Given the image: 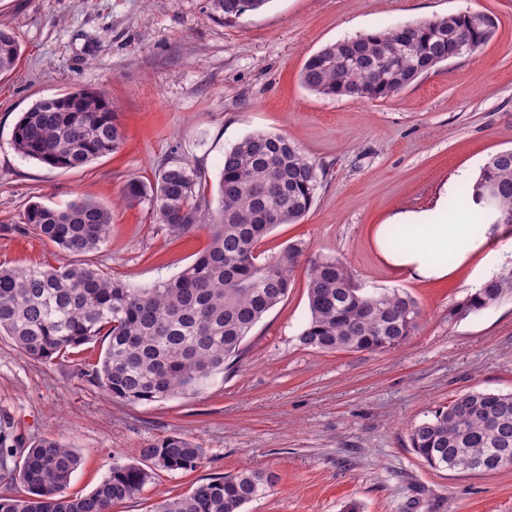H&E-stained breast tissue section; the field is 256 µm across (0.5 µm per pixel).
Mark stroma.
<instances>
[{
	"label": "stroma",
	"mask_w": 512,
	"mask_h": 512,
	"mask_svg": "<svg viewBox=\"0 0 512 512\" xmlns=\"http://www.w3.org/2000/svg\"><path fill=\"white\" fill-rule=\"evenodd\" d=\"M465 12L494 18L489 42L391 97H324L301 82L304 63L326 44ZM0 29L22 51L16 71L0 78V266L66 262L23 230L22 214L35 201L89 198L111 209L112 224L82 263L148 286L177 275L209 238L172 235L149 201L128 205V180L152 182L164 163L180 161L202 171L217 200L225 151L262 131L294 140L324 170L306 216L260 246L268 256L303 245L287 299L200 393L119 403L75 360L38 361L0 337V414L23 441L51 436L80 453L69 494L90 493L112 463L141 462L144 445L183 434L203 448V464L158 473L114 512H154L196 483L244 469L277 481L243 512H344L352 501L361 512H512V466L435 470L408 438L463 391L512 392V298L455 313L484 270L512 266V227L434 280L392 267L377 242L398 214L447 223L489 156L512 148V0H269L233 21L208 0H0ZM77 87L117 103L119 152L62 169L14 151L21 113ZM324 256L343 260L364 288L414 297L415 335L384 352L299 347L309 262Z\"/></svg>",
	"instance_id": "1"
}]
</instances>
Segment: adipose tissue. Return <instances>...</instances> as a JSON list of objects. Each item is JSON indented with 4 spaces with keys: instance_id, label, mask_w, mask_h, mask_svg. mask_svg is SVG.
<instances>
[{
    "instance_id": "1",
    "label": "adipose tissue",
    "mask_w": 512,
    "mask_h": 512,
    "mask_svg": "<svg viewBox=\"0 0 512 512\" xmlns=\"http://www.w3.org/2000/svg\"><path fill=\"white\" fill-rule=\"evenodd\" d=\"M470 211L462 209L445 224H427L422 217L406 216L402 223L409 227L408 238L398 246L383 249L384 259L398 270L424 278H444L449 274L442 255L455 254L465 261L475 248L468 224Z\"/></svg>"
}]
</instances>
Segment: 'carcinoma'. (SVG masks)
<instances>
[{
    "label": "carcinoma",
    "instance_id": "1",
    "mask_svg": "<svg viewBox=\"0 0 512 512\" xmlns=\"http://www.w3.org/2000/svg\"><path fill=\"white\" fill-rule=\"evenodd\" d=\"M270 0H210L215 13L235 20ZM494 23L474 24L473 14L448 15L389 31L372 32L322 47L306 61L302 83L325 96L386 98L448 60L464 42L476 50ZM21 46L0 29V77L15 69ZM124 142L118 113L101 92L85 88L35 102L17 120L11 145L21 156L52 168H81L117 153ZM322 168L288 137L250 134L224 153L218 206L211 207L202 172L188 163L166 165L150 185L132 179L126 202L148 199L155 223L176 235L204 229L210 241L176 276L136 288L83 263L0 267V335L28 357L48 362L101 340L100 364L89 376L123 404H146L198 393L241 347L262 317L288 297L292 272L304 248L293 243L261 258L258 245L279 224H294L311 208ZM497 191L499 220L512 224V149L491 155L467 195L485 210V186ZM28 230L59 249L82 255L106 241L112 212L90 199L64 208L31 204ZM310 317L297 336L305 349L381 352L395 348L419 328L418 303L402 289L366 291L348 266L334 257L309 261ZM512 298V267L475 289L456 309L480 311ZM410 447L434 469L474 472L500 448L512 449V392L471 389L455 395L432 418L410 429ZM146 469L114 463L89 494L67 488L80 457L75 449L44 436L25 444L0 418V483H20L22 496L0 494V512H112L136 497L155 471L191 472L204 451L174 434L141 450ZM276 477L243 470L211 478L182 496L164 500L156 512H242Z\"/></svg>",
    "mask_w": 512,
    "mask_h": 512
}]
</instances>
